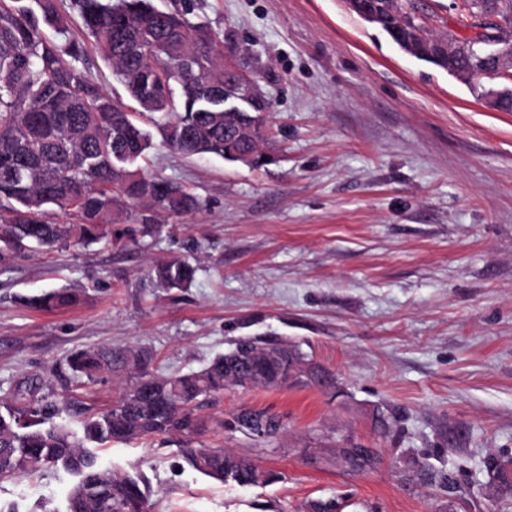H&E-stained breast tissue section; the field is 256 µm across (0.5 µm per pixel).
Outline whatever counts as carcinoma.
Instances as JSON below:
<instances>
[{"mask_svg": "<svg viewBox=\"0 0 512 512\" xmlns=\"http://www.w3.org/2000/svg\"><path fill=\"white\" fill-rule=\"evenodd\" d=\"M381 25L405 52L448 73L469 67L500 75V58H512V0H494L497 23L486 25L462 0L457 25L437 34L413 0H378ZM82 26L92 45L124 83L135 103L147 112H180L164 128V142L185 156H213L237 162L259 151L263 114L224 111V49L215 34L191 23L180 12L155 8L150 0H75ZM38 9L13 0L0 9V262L62 242H98L105 227L132 218L143 225L153 214L180 216L200 207L198 197L182 184L172 194L169 181L142 174L138 162L152 148L150 133L134 123L127 106L102 92L93 77L76 66L84 48L77 41L58 43L43 34L46 27L67 29L68 18L56 0H37ZM492 33L497 54L470 50L477 30ZM455 41L463 51L452 59L432 56L434 43ZM74 222L47 220L50 208ZM195 269L173 259L157 267L160 285L188 287ZM84 295L60 288L25 299L38 310L79 306ZM139 355L108 347L82 349L69 358L72 371L89 378L119 365L139 368L135 382H152V390L128 399L126 389L112 408L89 417L76 430L52 421L53 410L39 404L34 390L17 389L0 400V479L60 465L74 477L64 512H125L136 491L142 512H148V491L142 479L105 466L97 449L112 442L130 443L161 435L183 440V456L194 470L220 482L254 484L252 462L222 448H196L205 429L198 410L224 394L229 386H273L274 380H253L242 373L224 380V356L202 370L164 376L140 367ZM239 426L251 421L270 432L279 424L265 411L243 410L233 417ZM426 486H444L449 476L419 461L412 462Z\"/></svg>", "mask_w": 512, "mask_h": 512, "instance_id": "carcinoma-1", "label": "carcinoma"}]
</instances>
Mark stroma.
I'll list each match as a JSON object with an SVG mask.
<instances>
[{
	"label": "stroma",
	"mask_w": 512,
	"mask_h": 512,
	"mask_svg": "<svg viewBox=\"0 0 512 512\" xmlns=\"http://www.w3.org/2000/svg\"><path fill=\"white\" fill-rule=\"evenodd\" d=\"M206 23L269 98L256 169L187 157L162 115L131 105L153 136L146 175L178 182L198 212L128 223L111 244L40 249L0 265V398L32 385L59 420L108 409L130 382L67 365L75 351L132 349L149 369L185 374L242 336L285 340L330 387L231 388L202 414L224 420L201 443L275 474L225 484L193 470L175 437L113 443L103 464L143 475L151 512H512L487 461H512V112L403 52L345 0H152ZM189 261L182 290L157 265ZM81 288L83 303L36 311L25 297ZM244 409L276 415L280 436L232 427ZM370 448L372 469L340 465ZM416 454L470 488L405 478ZM73 482L46 466L0 481V512H62Z\"/></svg>",
	"instance_id": "stroma-1"
}]
</instances>
